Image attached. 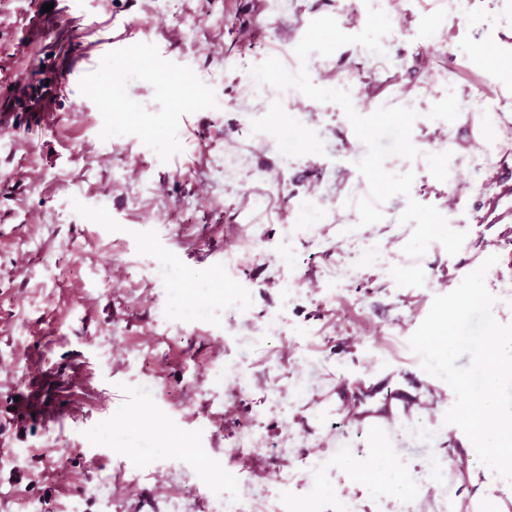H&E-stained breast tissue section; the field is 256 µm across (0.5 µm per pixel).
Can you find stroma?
I'll return each mask as SVG.
<instances>
[{
    "label": "stroma",
    "instance_id": "obj_1",
    "mask_svg": "<svg viewBox=\"0 0 512 512\" xmlns=\"http://www.w3.org/2000/svg\"><path fill=\"white\" fill-rule=\"evenodd\" d=\"M53 3L0 0V512H215L219 487L271 506L297 473L326 512H388L396 483L428 488V462L447 460L462 431L444 422L454 391L422 369L409 338L473 251L497 255L485 283L495 319L512 323V223L474 221L502 195L512 146L476 145L459 120L512 113V0ZM454 3L462 21L448 18ZM371 6L391 20L384 55L348 44L304 65L320 87L345 78L360 115L405 102L417 112L420 157L385 162L414 174L389 211L399 217L412 198L467 234L453 256L432 243L427 272L384 244L390 225H361L348 205L347 191L367 185L356 167L367 148L341 105L294 89L244 95L275 48L289 71L302 65L294 49L313 19L346 18L356 34ZM486 45L496 53L482 63ZM34 57L42 73L14 84ZM447 150L441 182L426 157ZM231 154L240 164L228 171ZM138 165L147 181L135 182ZM314 194L324 218L306 207ZM313 222L318 232L282 243L284 225ZM272 312L279 329L261 335ZM36 352L54 423L16 403ZM229 362L247 389L216 377ZM428 390L437 399L400 426L410 448L379 447L343 406L350 393L422 405ZM255 415L261 447L225 484L232 436Z\"/></svg>",
    "mask_w": 512,
    "mask_h": 512
}]
</instances>
